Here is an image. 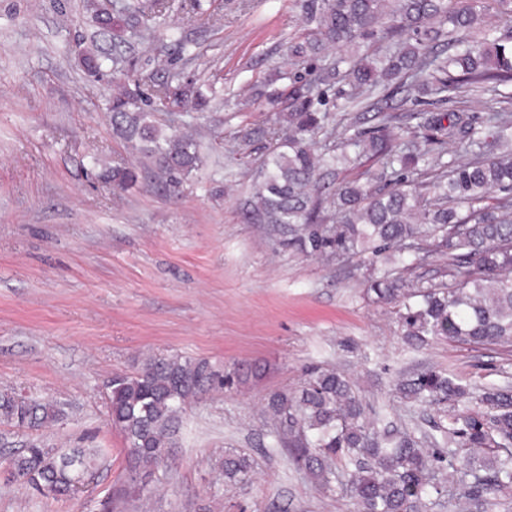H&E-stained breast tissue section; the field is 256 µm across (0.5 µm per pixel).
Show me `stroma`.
I'll list each match as a JSON object with an SVG mask.
<instances>
[{"label":"stroma","mask_w":512,"mask_h":512,"mask_svg":"<svg viewBox=\"0 0 512 512\" xmlns=\"http://www.w3.org/2000/svg\"><path fill=\"white\" fill-rule=\"evenodd\" d=\"M209 15L171 12L172 31L197 41L133 38L141 67L164 54L180 80L218 82L223 103L186 115L203 164L178 192L143 183L113 190L92 162L137 163L112 132L106 79L89 77L81 50L112 49L87 0H0V391L49 401L58 423L39 430L0 425L19 448H96L99 467L75 495L54 499L11 476L0 453V512H104L125 480L127 448L107 422L108 382L149 354H179L217 367L259 362L243 387L212 391L182 418L178 444L152 489L151 512H351L270 446L266 397L292 389L301 369L325 362L358 381L367 405L427 428L433 412L400 403L398 375L430 367L473 387L512 384V347L402 340L393 309L363 298L350 266L306 258L240 213L254 166L233 144L238 126L267 127L265 100L242 105L300 35L302 0H207ZM250 455L251 485L225 484L226 450Z\"/></svg>","instance_id":"1"}]
</instances>
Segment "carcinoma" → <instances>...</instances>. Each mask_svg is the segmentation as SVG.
I'll use <instances>...</instances> for the list:
<instances>
[{"instance_id": "obj_1", "label": "carcinoma", "mask_w": 512, "mask_h": 512, "mask_svg": "<svg viewBox=\"0 0 512 512\" xmlns=\"http://www.w3.org/2000/svg\"><path fill=\"white\" fill-rule=\"evenodd\" d=\"M175 0H114L112 13L90 3L96 22L110 31L121 17L134 34L165 29ZM479 0H304L305 28L289 46L291 67L265 85L277 126L242 127L239 146L271 140L244 204L250 224H268L283 245L304 257L362 259L364 298L394 308L411 346L432 340L512 346V153L496 147L512 140V26H482ZM346 48L330 63L303 74L298 62ZM93 76L118 83L108 112L113 133L148 160L155 182L172 192L202 162L198 141L175 124L162 125L153 103L182 112L209 103L197 87L167 74L151 93L121 81L136 72L119 45L112 57L81 52ZM340 83L343 107L372 112L377 123L342 138L341 152L316 153L329 135L324 90ZM469 85L491 93L484 116L465 109L428 113L417 129L395 132L392 103L402 93L439 105ZM458 147L448 157L447 145ZM432 174L423 184L417 175ZM336 181L328 185L325 175ZM142 170L112 161L100 177L116 189L136 186ZM443 260L448 283L424 285L417 270ZM257 371L242 363L226 371L205 359L153 355L136 371L110 381L108 420L128 448L126 483L145 490L166 464L187 408L203 395L241 386ZM397 396L442 410L433 420L441 439H430L384 413L370 414L349 377L326 364L304 367L300 386L275 391L263 412L271 447L281 448L319 489L349 494L354 512H431L448 498L454 512H512V386L473 391L447 373L428 368L397 380ZM59 419L49 402L0 394V423L37 430ZM100 451L62 452L37 442L14 453V477L53 496L78 491L96 469ZM224 483L247 485L250 455L228 451L220 464Z\"/></svg>"}]
</instances>
